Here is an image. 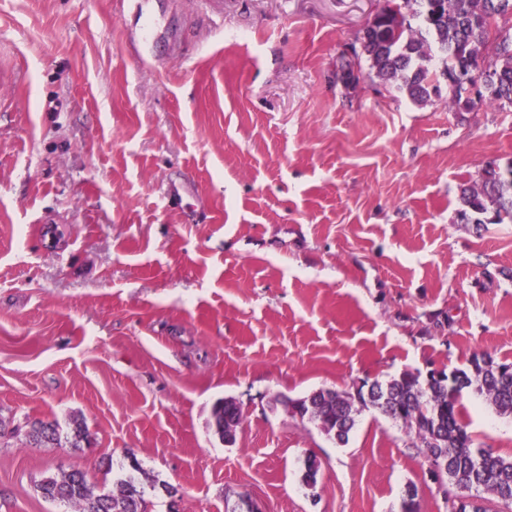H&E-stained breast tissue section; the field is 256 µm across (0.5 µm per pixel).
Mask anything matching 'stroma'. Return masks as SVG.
<instances>
[{"label": "stroma", "instance_id": "stroma-1", "mask_svg": "<svg viewBox=\"0 0 512 512\" xmlns=\"http://www.w3.org/2000/svg\"><path fill=\"white\" fill-rule=\"evenodd\" d=\"M148 3L135 46V0H0V512H66L36 480L99 494L131 453L147 512H448L401 424L341 445L279 399L512 364V222L459 216L512 106L338 83L384 0ZM461 402L512 457V416ZM35 419L92 445L27 444ZM216 427L221 429L234 442L237 431L243 421V413L239 406L231 400H225L224 404L216 406L214 410Z\"/></svg>", "mask_w": 512, "mask_h": 512}]
</instances>
